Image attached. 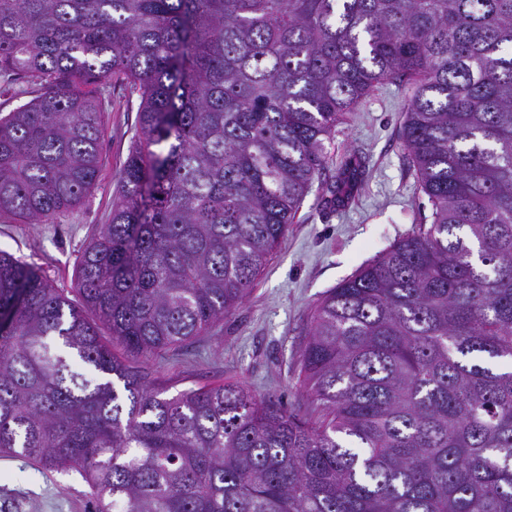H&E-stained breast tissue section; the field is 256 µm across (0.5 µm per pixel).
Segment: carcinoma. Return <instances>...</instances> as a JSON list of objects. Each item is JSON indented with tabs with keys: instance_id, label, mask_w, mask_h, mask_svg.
<instances>
[{
	"instance_id": "obj_1",
	"label": "carcinoma",
	"mask_w": 512,
	"mask_h": 512,
	"mask_svg": "<svg viewBox=\"0 0 512 512\" xmlns=\"http://www.w3.org/2000/svg\"><path fill=\"white\" fill-rule=\"evenodd\" d=\"M394 82L430 223L316 303L304 408L163 397L136 363L245 301ZM113 83L136 132L77 299L0 251V455L78 473L92 512H512V0H0V95L37 86L0 113L1 216L91 191ZM364 171L341 159L329 202Z\"/></svg>"
}]
</instances>
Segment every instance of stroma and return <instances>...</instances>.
Instances as JSON below:
<instances>
[{"instance_id":"obj_1","label":"stroma","mask_w":512,"mask_h":512,"mask_svg":"<svg viewBox=\"0 0 512 512\" xmlns=\"http://www.w3.org/2000/svg\"><path fill=\"white\" fill-rule=\"evenodd\" d=\"M405 87L376 86L336 129L334 158L364 156L366 173L346 209L312 187L245 302L206 336L153 357L142 368L167 384L187 388L234 383L258 394L303 402L299 345L314 304L330 288L411 233L429 215L414 168L400 139ZM103 162L97 184L74 211L52 224L0 218V250L38 268L54 286L73 293L77 263L112 207L117 173L137 121L136 104L120 87L101 98ZM89 488L77 473L44 477L30 464L0 456V512H90Z\"/></svg>"}]
</instances>
